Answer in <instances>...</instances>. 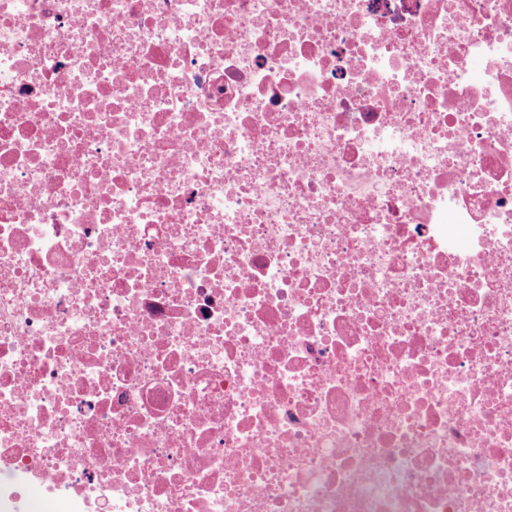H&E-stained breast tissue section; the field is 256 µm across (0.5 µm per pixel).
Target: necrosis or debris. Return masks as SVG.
Here are the masks:
<instances>
[{
	"label": "necrosis or debris",
	"mask_w": 512,
	"mask_h": 512,
	"mask_svg": "<svg viewBox=\"0 0 512 512\" xmlns=\"http://www.w3.org/2000/svg\"><path fill=\"white\" fill-rule=\"evenodd\" d=\"M0 512H512V0H0Z\"/></svg>",
	"instance_id": "4bbe7bcc"
}]
</instances>
